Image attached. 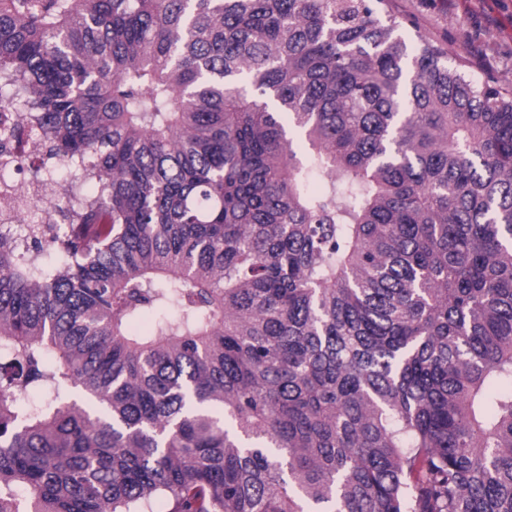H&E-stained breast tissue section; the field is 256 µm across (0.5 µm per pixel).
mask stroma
I'll return each mask as SVG.
<instances>
[{"mask_svg":"<svg viewBox=\"0 0 512 512\" xmlns=\"http://www.w3.org/2000/svg\"><path fill=\"white\" fill-rule=\"evenodd\" d=\"M408 17V37L422 36L482 81L512 86V0H389Z\"/></svg>","mask_w":512,"mask_h":512,"instance_id":"obj_1","label":"stroma"}]
</instances>
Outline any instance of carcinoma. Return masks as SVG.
<instances>
[{
    "instance_id": "1",
    "label": "carcinoma",
    "mask_w": 512,
    "mask_h": 512,
    "mask_svg": "<svg viewBox=\"0 0 512 512\" xmlns=\"http://www.w3.org/2000/svg\"><path fill=\"white\" fill-rule=\"evenodd\" d=\"M409 23L0 0V512H512V88ZM0 155H8L14 161L10 169H0V222L4 217L2 197L5 188L8 189L13 198V206L9 212V217L13 221H16L23 215L35 212L41 213L35 206L36 196L32 192H27L26 187H24L30 178L29 167L25 168L21 173L12 171H17L25 162L31 165L37 158L33 152L31 138L24 133L21 135L20 140L3 141L2 147L0 143ZM9 171H11L10 176L16 181L23 183L24 186H20L16 181L6 178L5 173Z\"/></svg>"
}]
</instances>
